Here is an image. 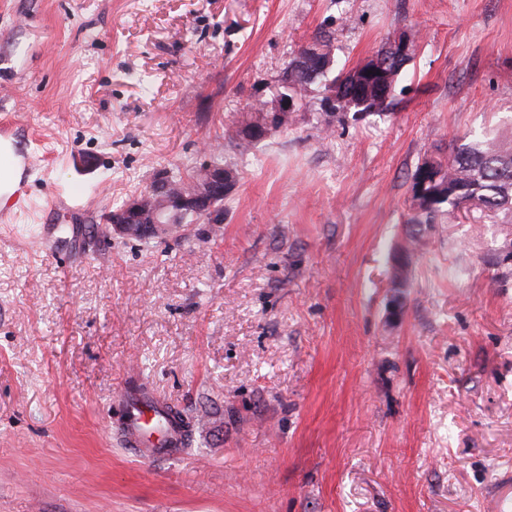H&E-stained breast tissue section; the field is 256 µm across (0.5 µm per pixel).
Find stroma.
Segmentation results:
<instances>
[{
	"mask_svg": "<svg viewBox=\"0 0 512 512\" xmlns=\"http://www.w3.org/2000/svg\"><path fill=\"white\" fill-rule=\"evenodd\" d=\"M415 44L393 109L325 123L321 86L249 153L231 134L319 41ZM0 512H489L512 497V229L481 208L392 254L410 176L512 135V0H0ZM220 148L221 223L96 234ZM43 230L56 243L34 242ZM179 449L125 442L134 403Z\"/></svg>",
	"mask_w": 512,
	"mask_h": 512,
	"instance_id": "stroma-1",
	"label": "stroma"
}]
</instances>
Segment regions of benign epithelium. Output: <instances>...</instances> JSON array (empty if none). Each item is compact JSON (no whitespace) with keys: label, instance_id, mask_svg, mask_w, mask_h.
<instances>
[{"label":"benign epithelium","instance_id":"obj_1","mask_svg":"<svg viewBox=\"0 0 512 512\" xmlns=\"http://www.w3.org/2000/svg\"><path fill=\"white\" fill-rule=\"evenodd\" d=\"M387 75L372 67L360 66L356 81L368 87L385 83ZM282 120L295 111L297 99L277 92L272 103ZM233 183L224 180V165L209 162L197 175L192 189L176 188L169 176L160 174L155 182L140 196L129 200L118 211H108L101 223L112 233L138 239H153L170 233L177 227L175 220L184 212H196L209 219L221 209L224 194Z\"/></svg>","mask_w":512,"mask_h":512}]
</instances>
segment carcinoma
I'll list each match as a JSON object with an SVG mask.
<instances>
[{"label": "carcinoma", "instance_id": "carcinoma-1", "mask_svg": "<svg viewBox=\"0 0 512 512\" xmlns=\"http://www.w3.org/2000/svg\"><path fill=\"white\" fill-rule=\"evenodd\" d=\"M377 61L386 65L389 81L377 101L370 106L377 107L382 113L392 106L393 92L400 82L405 66L411 61L413 54L399 56L392 50V44L384 42L375 52ZM323 86L325 94L354 96L363 101L373 91L356 90L352 70L341 67H330L322 71L320 60L311 52L310 45L302 46L297 54L288 62V87L286 90L303 98L304 93L312 85ZM269 125L274 128L281 126V120L274 112H248L235 130V139L241 151L245 152L255 144L247 140L244 132L250 127ZM431 166L441 175V181L448 183V194L437 198L429 204L411 202L415 211L409 220V231L405 242L400 246L394 259L391 284L394 288L407 287L416 253L426 245V233L436 219L450 208H458L471 200L479 201L483 207L495 213L502 223L512 226V141H505L497 132H489L481 137L471 138L452 147V156L444 163L435 158H428L421 163L411 175V187L426 166Z\"/></svg>", "mask_w": 512, "mask_h": 512}]
</instances>
